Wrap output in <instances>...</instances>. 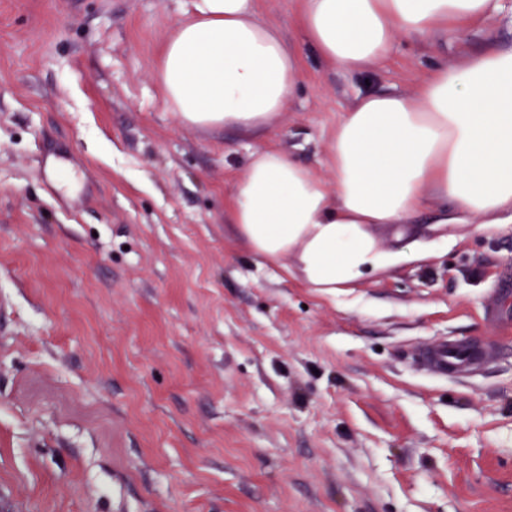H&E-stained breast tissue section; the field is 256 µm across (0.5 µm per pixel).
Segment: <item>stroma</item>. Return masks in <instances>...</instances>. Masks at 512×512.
<instances>
[{"mask_svg": "<svg viewBox=\"0 0 512 512\" xmlns=\"http://www.w3.org/2000/svg\"><path fill=\"white\" fill-rule=\"evenodd\" d=\"M189 0H0V512H512V223L432 200L373 224L409 259L341 288L228 222L249 156L323 179L362 91L512 45V0L325 62L256 0L301 80L260 132L183 127L157 73ZM456 343L471 368L424 350Z\"/></svg>", "mask_w": 512, "mask_h": 512, "instance_id": "stroma-1", "label": "stroma"}]
</instances>
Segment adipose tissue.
Instances as JSON below:
<instances>
[{"label": "adipose tissue", "instance_id": "ef3b65f1", "mask_svg": "<svg viewBox=\"0 0 512 512\" xmlns=\"http://www.w3.org/2000/svg\"><path fill=\"white\" fill-rule=\"evenodd\" d=\"M256 0H191L169 37L158 80L187 128H265L287 111L298 52L255 18ZM500 0H301L308 41L336 69L384 61L397 35L484 19ZM323 181L289 154L251 153L230 222L255 255L295 256L307 285L337 288L387 264L372 224H406L431 199L447 223L512 221V47L439 67L417 97L360 95L336 123Z\"/></svg>", "mask_w": 512, "mask_h": 512}]
</instances>
